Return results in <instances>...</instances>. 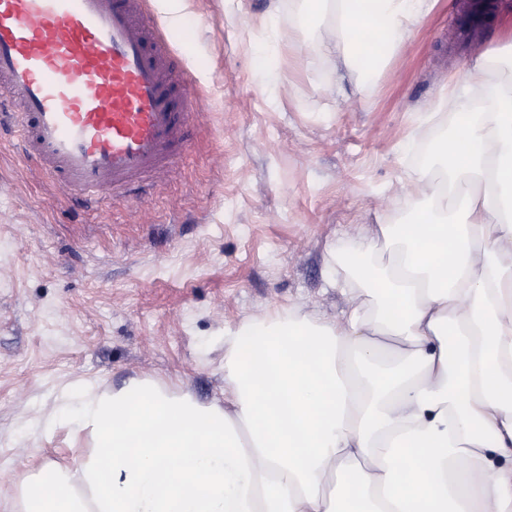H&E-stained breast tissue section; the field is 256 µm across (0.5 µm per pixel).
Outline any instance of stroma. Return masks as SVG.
I'll return each mask as SVG.
<instances>
[{"label":"stroma","instance_id":"obj_1","mask_svg":"<svg viewBox=\"0 0 512 512\" xmlns=\"http://www.w3.org/2000/svg\"><path fill=\"white\" fill-rule=\"evenodd\" d=\"M470 0H436L374 89L345 82L294 0H181L168 27L146 16L193 84L191 148L146 196L83 214L10 145H0V512L46 465L93 449L60 427L32 435L63 393L147 379L224 399V332L297 307L324 319L347 304L329 253L350 250L454 123L434 105L474 53L512 30V0L461 43ZM275 21H268L269 10Z\"/></svg>","mask_w":512,"mask_h":512}]
</instances>
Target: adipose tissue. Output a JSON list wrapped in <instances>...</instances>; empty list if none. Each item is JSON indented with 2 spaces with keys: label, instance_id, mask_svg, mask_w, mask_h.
<instances>
[{
  "label": "adipose tissue",
  "instance_id": "adipose-tissue-1",
  "mask_svg": "<svg viewBox=\"0 0 512 512\" xmlns=\"http://www.w3.org/2000/svg\"><path fill=\"white\" fill-rule=\"evenodd\" d=\"M298 30L371 89L426 0H299ZM378 47L363 43L364 30ZM512 35L472 56L398 218L331 253L340 320L224 333L225 405L150 380L70 394L41 425L89 434L29 475L23 512H512Z\"/></svg>",
  "mask_w": 512,
  "mask_h": 512
}]
</instances>
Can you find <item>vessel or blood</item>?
Segmentation results:
<instances>
[{"instance_id": "obj_1", "label": "vessel or blood", "mask_w": 512, "mask_h": 512, "mask_svg": "<svg viewBox=\"0 0 512 512\" xmlns=\"http://www.w3.org/2000/svg\"><path fill=\"white\" fill-rule=\"evenodd\" d=\"M192 93L144 0H0V128L86 208L187 150Z\"/></svg>"}]
</instances>
